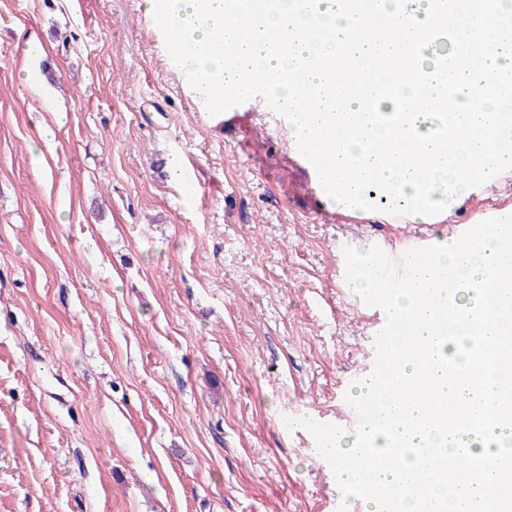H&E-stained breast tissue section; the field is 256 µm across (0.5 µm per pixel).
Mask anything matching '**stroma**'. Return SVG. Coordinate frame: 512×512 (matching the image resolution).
Masks as SVG:
<instances>
[{"label":"stroma","instance_id":"35a3bbf8","mask_svg":"<svg viewBox=\"0 0 512 512\" xmlns=\"http://www.w3.org/2000/svg\"><path fill=\"white\" fill-rule=\"evenodd\" d=\"M180 83L147 0H0V512H351L290 422L372 368L357 246L426 227L339 213L282 121Z\"/></svg>","mask_w":512,"mask_h":512}]
</instances>
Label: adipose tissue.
<instances>
[{"instance_id": "obj_1", "label": "adipose tissue", "mask_w": 512, "mask_h": 512, "mask_svg": "<svg viewBox=\"0 0 512 512\" xmlns=\"http://www.w3.org/2000/svg\"><path fill=\"white\" fill-rule=\"evenodd\" d=\"M150 21L180 38L198 76L196 96L257 84L288 113L296 152L341 213L387 224H439L494 180L512 177V0H148ZM353 57L368 74L373 109L347 88ZM438 110L410 112L418 99ZM428 260L407 258L411 280L380 281V248L361 243L352 287L389 299L387 329L398 352L393 370L415 382L424 362L438 410L424 421L418 401L400 389L375 400L389 424H366L351 440L332 441L341 481L357 452L387 458L365 482L399 494V512H495L507 479L497 461L512 447L501 429L500 378L512 380V309L488 317L489 299L512 292V243L501 225L472 224L466 246L430 237ZM450 336H482L486 387L477 397L448 376ZM466 452L483 470L470 491L449 497L447 479L424 486L426 450Z\"/></svg>"}]
</instances>
